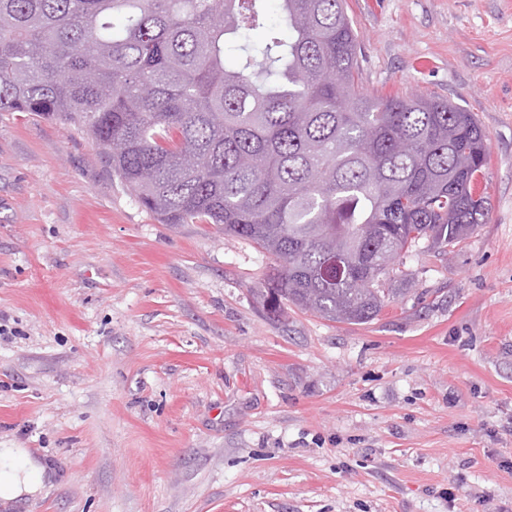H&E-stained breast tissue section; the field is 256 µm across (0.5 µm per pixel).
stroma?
I'll list each match as a JSON object with an SVG mask.
<instances>
[{"label": "stroma", "instance_id": "obj_1", "mask_svg": "<svg viewBox=\"0 0 512 512\" xmlns=\"http://www.w3.org/2000/svg\"><path fill=\"white\" fill-rule=\"evenodd\" d=\"M365 93L489 138L483 224L353 325L263 312L254 243L163 224L74 123L0 112V512H512V0H346ZM47 467L27 448H0V500L34 498L44 489Z\"/></svg>", "mask_w": 512, "mask_h": 512}]
</instances>
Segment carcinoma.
<instances>
[{"label": "carcinoma", "instance_id": "cac0c4a2", "mask_svg": "<svg viewBox=\"0 0 512 512\" xmlns=\"http://www.w3.org/2000/svg\"><path fill=\"white\" fill-rule=\"evenodd\" d=\"M263 2L0 0V112L72 121L161 223L273 256V319L366 324L414 251L484 223L488 135L450 101L361 92L345 0H279L288 37L254 41Z\"/></svg>", "mask_w": 512, "mask_h": 512}]
</instances>
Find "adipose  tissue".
Instances as JSON below:
<instances>
[{"instance_id":"1","label":"adipose tissue","mask_w":512,"mask_h":512,"mask_svg":"<svg viewBox=\"0 0 512 512\" xmlns=\"http://www.w3.org/2000/svg\"><path fill=\"white\" fill-rule=\"evenodd\" d=\"M48 478L47 467L26 448H0V500L39 495Z\"/></svg>"}]
</instances>
